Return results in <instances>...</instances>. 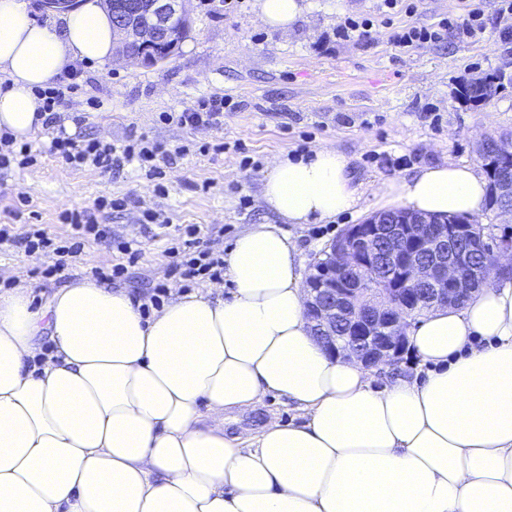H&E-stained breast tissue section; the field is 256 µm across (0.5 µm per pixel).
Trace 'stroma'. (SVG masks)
<instances>
[{
    "instance_id": "35a3bbf8",
    "label": "stroma",
    "mask_w": 512,
    "mask_h": 512,
    "mask_svg": "<svg viewBox=\"0 0 512 512\" xmlns=\"http://www.w3.org/2000/svg\"><path fill=\"white\" fill-rule=\"evenodd\" d=\"M304 2L302 16L281 32L262 24L256 0H189L190 34L164 63L74 66L76 87L59 107L70 120L68 132L117 146L144 133L167 149L184 146L188 152L163 164L160 179L135 162L103 173L70 167L46 152L0 176V224H16L21 232L38 224L62 241L71 233L59 219L62 212L93 207L102 196L127 201L124 209L96 214L110 229L111 243L86 241L56 276L41 275L52 263L49 256L8 243L0 244V264L38 292L118 264L125 272L112 286L147 297L160 285L190 290L204 277L189 282L169 273L186 225L199 226L200 248L223 256L250 225L275 223L258 204L269 164L324 144L349 158L363 196L354 214L326 224L286 225L299 242L306 275L348 225L373 215V192L383 183L429 164L477 163L474 148L482 137L512 133V38L502 39V22L477 38L452 35L401 50L390 42L379 0ZM359 16L374 21L368 39L337 36L345 18ZM499 74L505 81L491 99L475 103L461 96L470 81ZM213 95L237 105L225 113L223 127L178 124L181 112ZM148 211L160 214L163 225L148 223ZM121 242L138 249L136 260L118 250ZM294 415L270 395L228 431L246 434L270 418L286 422Z\"/></svg>"
}]
</instances>
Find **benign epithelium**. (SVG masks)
Wrapping results in <instances>:
<instances>
[{
	"label": "benign epithelium",
	"instance_id": "obj_1",
	"mask_svg": "<svg viewBox=\"0 0 512 512\" xmlns=\"http://www.w3.org/2000/svg\"><path fill=\"white\" fill-rule=\"evenodd\" d=\"M113 29L122 34L117 58L157 66L175 48L170 34L187 19L186 0H107ZM38 8L69 11L79 0H36ZM465 240L469 247L448 250ZM487 256L484 274L512 258V239L473 232L466 218L427 217L399 209L352 224L326 249L328 264L306 278V317L331 355L367 367L404 353L409 313L439 305L460 307L485 278L470 274L471 252Z\"/></svg>",
	"mask_w": 512,
	"mask_h": 512
}]
</instances>
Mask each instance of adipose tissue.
Returning a JSON list of instances; mask_svg holds the SVG:
<instances>
[{
  "instance_id": "1",
  "label": "adipose tissue",
  "mask_w": 512,
  "mask_h": 512,
  "mask_svg": "<svg viewBox=\"0 0 512 512\" xmlns=\"http://www.w3.org/2000/svg\"><path fill=\"white\" fill-rule=\"evenodd\" d=\"M115 48L102 0L52 24L0 0V133L30 140L36 88ZM486 194L475 166L448 162L377 188L373 206L477 217ZM360 200L346 156L319 146L264 171L258 201L279 222L236 238L225 285L148 315L93 280L0 291V512H512V276L427 312L408 331L424 377L375 388L312 336L281 229ZM269 394L298 420L229 434Z\"/></svg>"
}]
</instances>
